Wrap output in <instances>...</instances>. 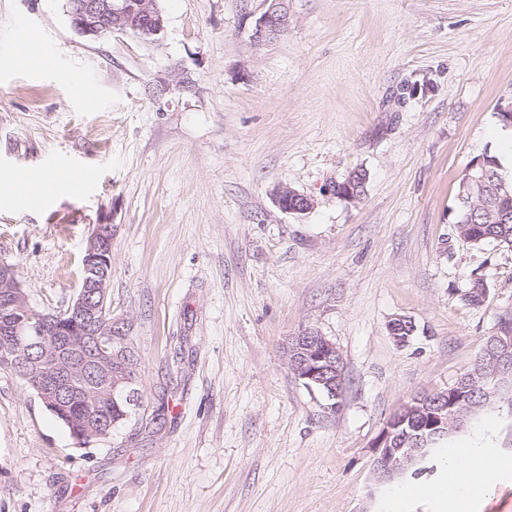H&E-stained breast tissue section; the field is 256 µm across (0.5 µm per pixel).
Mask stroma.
<instances>
[{"label":"stroma","instance_id":"35a3bbf8","mask_svg":"<svg viewBox=\"0 0 512 512\" xmlns=\"http://www.w3.org/2000/svg\"><path fill=\"white\" fill-rule=\"evenodd\" d=\"M259 4L161 0L157 39L91 40L66 0H0V173L66 180L42 208L0 191V259L56 309L114 225L112 314L153 419L79 446L0 367V512H391L394 486L440 480L433 450L378 481L374 445L512 308V251L459 237L454 210L468 164L512 134V0H288L255 46ZM357 170L364 193L338 196ZM281 187L312 208L282 211ZM309 330L344 359L333 411L288 368ZM472 442L512 468V379L443 445ZM262 7L254 17L249 34L250 42L263 45L277 38L288 26L287 0H262Z\"/></svg>","mask_w":512,"mask_h":512}]
</instances>
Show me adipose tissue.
Here are the masks:
<instances>
[{"instance_id":"1","label":"adipose tissue","mask_w":512,"mask_h":512,"mask_svg":"<svg viewBox=\"0 0 512 512\" xmlns=\"http://www.w3.org/2000/svg\"><path fill=\"white\" fill-rule=\"evenodd\" d=\"M502 465L490 449L475 445L466 454L443 452L441 468L450 484L436 483L420 489L407 486L396 487L394 500H403L414 495L431 498L438 512H461L464 505H477L487 497L493 487V477Z\"/></svg>"}]
</instances>
